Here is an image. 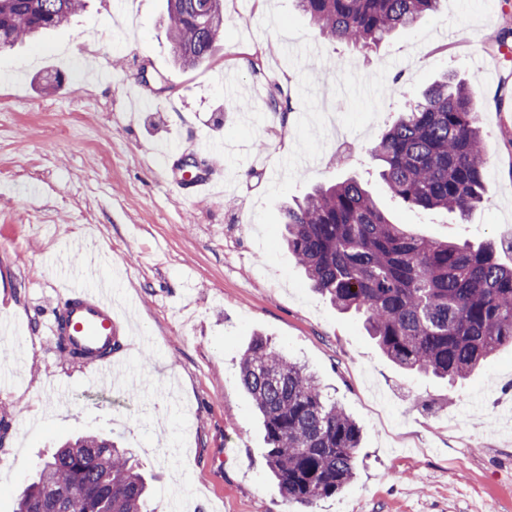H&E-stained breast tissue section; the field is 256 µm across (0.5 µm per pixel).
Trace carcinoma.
I'll return each mask as SVG.
<instances>
[{
  "label": "carcinoma",
  "instance_id": "obj_1",
  "mask_svg": "<svg viewBox=\"0 0 512 512\" xmlns=\"http://www.w3.org/2000/svg\"><path fill=\"white\" fill-rule=\"evenodd\" d=\"M441 0H298L319 35L369 50L412 27ZM82 0H0V51L59 27ZM177 63L193 68L224 32V0H166ZM392 197L459 217L488 200L489 158L474 96L461 80L430 85L369 148ZM288 252L312 287L352 311L384 356L405 371L452 382L512 346V265L493 242L474 246L392 223L358 178L320 185L281 209ZM239 377L261 415L266 461L286 502L309 509L353 479L362 431L314 375L269 338L254 336ZM16 512H154L127 448L99 435L66 442L41 462Z\"/></svg>",
  "mask_w": 512,
  "mask_h": 512
}]
</instances>
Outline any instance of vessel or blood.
<instances>
[{"mask_svg": "<svg viewBox=\"0 0 512 512\" xmlns=\"http://www.w3.org/2000/svg\"><path fill=\"white\" fill-rule=\"evenodd\" d=\"M223 180V169L209 161L188 176L185 185L188 194L197 197ZM121 331L122 321L112 308L111 290L104 286L90 287L78 280L64 287L45 326L50 341L73 352L79 368L103 385L128 369L127 359L110 351L114 336Z\"/></svg>", "mask_w": 512, "mask_h": 512, "instance_id": "1", "label": "vessel or blood"}]
</instances>
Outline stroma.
Wrapping results in <instances>:
<instances>
[{"label": "stroma", "mask_w": 512, "mask_h": 512, "mask_svg": "<svg viewBox=\"0 0 512 512\" xmlns=\"http://www.w3.org/2000/svg\"><path fill=\"white\" fill-rule=\"evenodd\" d=\"M512 0H442L373 51L319 36L297 0H224V33L174 64L164 0H85L0 54V512L63 440L108 437L152 476L155 512H300L270 478L240 383L251 337L316 375L362 427L354 480L317 512H512V348L457 383L391 363L360 319L314 291L284 246V202L357 176L397 224L495 240L512 265ZM475 95L490 199L467 220L390 197L368 153L444 72ZM398 83L375 97L371 75ZM288 93V119L267 105ZM248 109H241V102ZM218 139L221 191L178 192L182 159ZM108 255L143 380L95 383L48 344L74 255Z\"/></svg>", "instance_id": "obj_1"}]
</instances>
